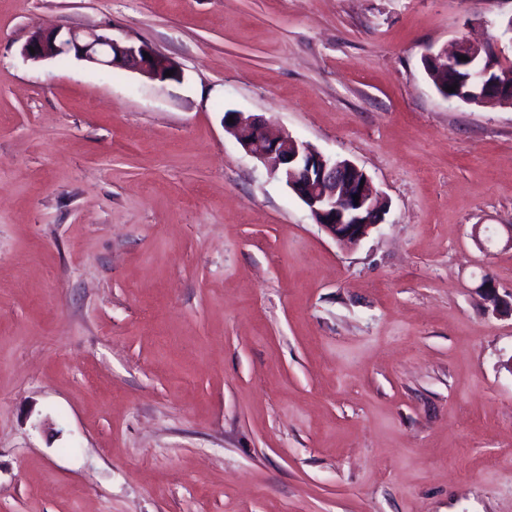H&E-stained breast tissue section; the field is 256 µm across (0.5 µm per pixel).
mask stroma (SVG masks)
<instances>
[{"instance_id":"obj_1","label":"stroma","mask_w":512,"mask_h":512,"mask_svg":"<svg viewBox=\"0 0 512 512\" xmlns=\"http://www.w3.org/2000/svg\"><path fill=\"white\" fill-rule=\"evenodd\" d=\"M512 0H0V512H512V107L421 58ZM106 29L177 80L26 60ZM389 201L338 244L224 129ZM487 310L495 314L512 316V291L501 295L493 276L485 271L481 276V283L477 287Z\"/></svg>"}]
</instances>
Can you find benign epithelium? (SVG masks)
Masks as SVG:
<instances>
[{
    "mask_svg": "<svg viewBox=\"0 0 512 512\" xmlns=\"http://www.w3.org/2000/svg\"><path fill=\"white\" fill-rule=\"evenodd\" d=\"M22 54L34 62L73 56L95 65L131 69L151 80L180 79L176 63L150 46L122 42L107 32L96 30L64 33L57 28H39L23 47ZM503 54L501 37L487 42L461 39L449 53L427 51L423 56L427 61L424 71L431 80L433 69H455L462 56L470 61H485L488 67L480 71L479 76L487 77L492 71L500 75L484 83L486 92L492 95L491 103L512 107V67L502 61ZM168 70L173 74L166 75ZM224 120V127L239 132L245 152L279 176L308 207L315 223L337 242L354 247L385 220L387 202L374 191L367 174L352 162L327 157L288 133L271 134L261 116L227 112ZM356 195L359 196L357 202L354 201ZM478 291L486 309L512 316V291L500 294L489 272L482 274Z\"/></svg>",
    "mask_w": 512,
    "mask_h": 512,
    "instance_id": "obj_1",
    "label": "benign epithelium"
}]
</instances>
